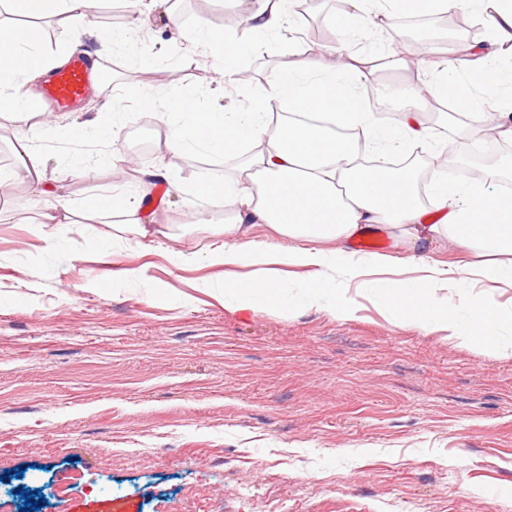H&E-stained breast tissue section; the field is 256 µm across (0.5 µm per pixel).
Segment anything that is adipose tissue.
<instances>
[{"instance_id":"adipose-tissue-1","label":"adipose tissue","mask_w":512,"mask_h":512,"mask_svg":"<svg viewBox=\"0 0 512 512\" xmlns=\"http://www.w3.org/2000/svg\"><path fill=\"white\" fill-rule=\"evenodd\" d=\"M350 9L336 20L345 37L375 34L394 44L399 36L393 20L401 13H453L472 9L489 32L486 41L466 46L465 71L452 61L435 64L426 94L449 99L458 114L474 122L485 115L479 100L512 107V0H348ZM92 0H0L6 18H0V107L27 111L37 106L32 88L36 81L67 63L69 54L42 53L34 43L33 22L59 19L79 30L89 21ZM288 0H257L251 20L255 39L274 49L289 21ZM173 43H190L209 58L232 89H253L251 106L242 112L196 111L184 96L165 105L142 90L133 95L140 107L155 113L165 128L157 143L162 161L172 157L208 155L241 157L242 178H206L184 185L195 199L223 204L230 213L218 232L221 249L200 244L188 261L245 268V275L210 284L212 294L223 297L231 309L245 316L273 311L287 304L291 283L284 276L288 266L312 269L303 281L298 302L305 309L331 308L336 315L353 313L355 303L335 278L336 264L346 261L350 280L383 273L381 261L346 260L343 242L361 234L363 225H378L380 233L401 241L411 251L453 237L460 246L478 240L498 252L512 253V201L489 193L485 178L449 182L442 173L432 178L433 204L440 214L428 223L413 169L378 170L356 165L357 142L344 139V129L360 131L362 143L375 150H413L427 143L420 108L404 103L393 121L380 119L368 107L374 71L347 63L333 64L336 48L324 58L273 71L265 83L251 85L242 69L233 65L230 52L238 47L234 37L209 26L188 29L179 19L169 28ZM287 104L291 120L268 112L270 102ZM305 112L327 114L330 126L300 121ZM163 169L143 171L136 199L119 193L101 196V208L122 216V232L146 234L145 217L151 195ZM267 225L283 244L270 253L247 242L249 228ZM319 240L336 241L335 249L316 248ZM452 280L445 265L422 262L421 274L412 284L386 280L382 305L420 328L446 332L461 344L481 340L492 352L501 351L499 330L503 308L488 301L471 309L460 320L442 294Z\"/></svg>"}]
</instances>
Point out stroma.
<instances>
[{
  "label": "stroma",
  "mask_w": 512,
  "mask_h": 512,
  "mask_svg": "<svg viewBox=\"0 0 512 512\" xmlns=\"http://www.w3.org/2000/svg\"><path fill=\"white\" fill-rule=\"evenodd\" d=\"M121 0H94L73 32L41 24V50L70 49L111 73L99 91L57 114L59 126L93 120L124 131L110 150L142 154L140 168L98 163L94 146L42 136L47 190L69 200L75 230L47 251L39 215L46 192L31 189L11 144L25 116L0 117V512H20L22 491L39 512H512V357L461 345L382 309L379 285L352 290L357 309L244 316L206 289L224 270L185 263L201 239L219 245L208 220L179 189L234 175V157H174L172 187L149 214L156 235L120 234L111 213H91L110 191L139 193L140 169L158 162L162 135L131 95L206 91L205 105L233 112L247 91L226 92L201 57L169 39L168 15L225 23L240 0H141L143 27L129 49L110 33L128 22ZM336 0H313L308 20L274 52L245 57L258 80L279 65L316 58L312 27L333 28ZM466 27L402 29L442 60L467 42ZM433 155L455 159L474 130L427 113ZM145 268L150 289L113 285L112 273ZM512 309V285L476 277L448 290V304L483 299Z\"/></svg>",
  "instance_id": "35a3bbf8"
}]
</instances>
